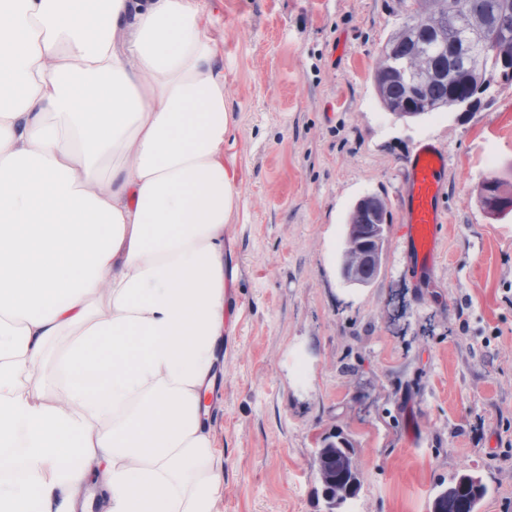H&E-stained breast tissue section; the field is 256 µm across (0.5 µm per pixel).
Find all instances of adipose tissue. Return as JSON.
Masks as SVG:
<instances>
[{"instance_id":"adipose-tissue-1","label":"adipose tissue","mask_w":512,"mask_h":512,"mask_svg":"<svg viewBox=\"0 0 512 512\" xmlns=\"http://www.w3.org/2000/svg\"><path fill=\"white\" fill-rule=\"evenodd\" d=\"M205 0H0V512H217L239 210Z\"/></svg>"}]
</instances>
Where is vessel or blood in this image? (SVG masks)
I'll use <instances>...</instances> for the list:
<instances>
[{"label":"vessel or blood","mask_w":512,"mask_h":512,"mask_svg":"<svg viewBox=\"0 0 512 512\" xmlns=\"http://www.w3.org/2000/svg\"><path fill=\"white\" fill-rule=\"evenodd\" d=\"M445 155L434 145L421 144L407 163L401 210L405 253L414 267L427 268L436 259L435 245L444 223Z\"/></svg>","instance_id":"obj_1"}]
</instances>
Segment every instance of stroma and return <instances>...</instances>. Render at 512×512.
<instances>
[{"mask_svg":"<svg viewBox=\"0 0 512 512\" xmlns=\"http://www.w3.org/2000/svg\"><path fill=\"white\" fill-rule=\"evenodd\" d=\"M411 0H207L224 46L237 126L224 141L240 185L230 226L234 326L224 346L218 512H432L461 473L481 512H512V214L488 217L476 189L512 167V86L476 112L396 119L376 62ZM447 155L438 260L407 268L401 203L420 143ZM384 195L380 274L339 272L348 209ZM353 446L361 485L328 510L321 440Z\"/></svg>","mask_w":512,"mask_h":512,"instance_id":"35a3bbf8","label":"stroma"}]
</instances>
